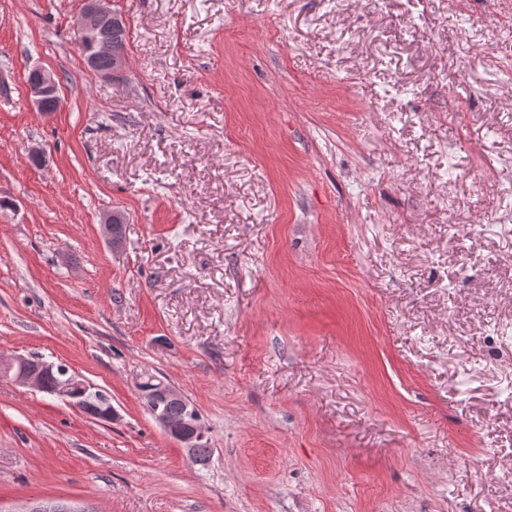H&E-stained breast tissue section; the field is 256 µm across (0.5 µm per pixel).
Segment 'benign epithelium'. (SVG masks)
Here are the masks:
<instances>
[{"label":"benign epithelium","mask_w":512,"mask_h":512,"mask_svg":"<svg viewBox=\"0 0 512 512\" xmlns=\"http://www.w3.org/2000/svg\"><path fill=\"white\" fill-rule=\"evenodd\" d=\"M123 25V18L108 7L107 0H83V7L75 22L77 29L97 30L105 27L115 32L113 37L103 42L97 51L85 60L89 69L98 71L112 81L121 79L127 70V58L117 35ZM26 84L32 102L40 112L45 111L50 103L59 100V82L53 72L43 67L30 68L26 76ZM122 222H124V216L120 213L109 214L103 220L104 235L114 247L122 244V240L116 235V224ZM0 376L56 396L70 406L76 398L92 392L107 406L105 420L118 419L117 410L112 406L110 397L63 362L53 363L37 356L25 355H15L7 359L1 357ZM50 377L56 378V384L51 390L46 388V380ZM160 398L180 400L183 394L170 383L161 380L151 392L145 394L144 400L156 423L171 438L179 442L191 460H196L195 448L205 438L204 429L196 426L190 430H184L174 425L156 407ZM12 512H89V509L59 499L35 498L21 504Z\"/></svg>","instance_id":"benign-epithelium-1"}]
</instances>
